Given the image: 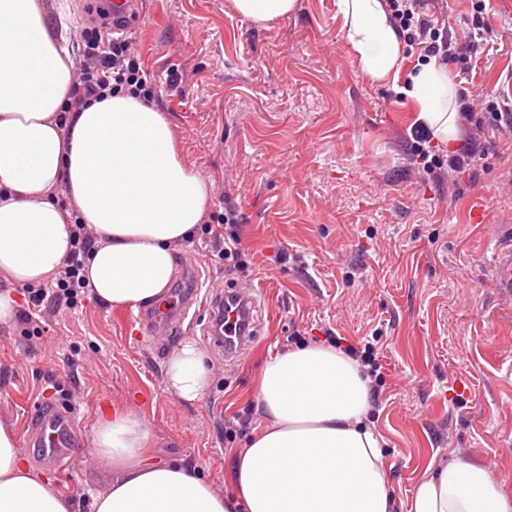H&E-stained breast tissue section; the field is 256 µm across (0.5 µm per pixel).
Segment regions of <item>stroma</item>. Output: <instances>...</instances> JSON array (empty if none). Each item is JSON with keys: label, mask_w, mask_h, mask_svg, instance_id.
<instances>
[{"label": "stroma", "mask_w": 512, "mask_h": 512, "mask_svg": "<svg viewBox=\"0 0 512 512\" xmlns=\"http://www.w3.org/2000/svg\"><path fill=\"white\" fill-rule=\"evenodd\" d=\"M476 0H425V9L466 42ZM496 34L458 91L512 101V0H486ZM128 35L158 81L188 167L212 182L209 219L177 248L194 259L204 288L248 287L260 300V336L234 362L207 340L203 316L162 351L142 338L130 311L85 297L78 307L0 324V419L26 433L35 401L75 412L91 439L100 413L135 409L154 456L193 466L217 490L231 486V455L247 434L226 436L241 415L264 425L255 378L271 357L340 338L371 347L380 365L371 411L385 440L397 512L430 462L475 459L512 497V299L498 288L494 245L512 234V135L493 133L476 167L444 180L427 176L411 131V75L427 65L404 50L396 81H367L343 40L336 0H299L290 16L259 26L231 0H141ZM253 253L248 274L230 269L213 245L225 199ZM484 213L476 221V213ZM285 254L275 262L276 254ZM194 341L212 373L201 402L185 405L165 388V368ZM34 472L53 477L74 512H92L110 468L76 460L46 465L19 441Z\"/></svg>", "instance_id": "35a3bbf8"}]
</instances>
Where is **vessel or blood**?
<instances>
[{"label":"vessel or blood","mask_w":512,"mask_h":512,"mask_svg":"<svg viewBox=\"0 0 512 512\" xmlns=\"http://www.w3.org/2000/svg\"><path fill=\"white\" fill-rule=\"evenodd\" d=\"M493 268L498 288L512 299V241L496 247L492 255ZM257 299L251 295H241L234 290L226 291L223 297L211 299L186 300L182 306L158 304L139 312L138 320L147 335L180 332L190 310L197 309L215 315L223 312L228 317L234 332L216 335L211 339L214 348L224 350L226 354H235L238 349L254 339L257 326L253 321V310L257 308ZM32 443L40 448L43 456L54 466L65 467L72 463V447L78 446L81 439L70 413L44 403L35 408V424L32 429Z\"/></svg>","instance_id":"b4317fda"}]
</instances>
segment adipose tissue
Segmentation results:
<instances>
[{
  "label": "adipose tissue",
  "mask_w": 512,
  "mask_h": 512,
  "mask_svg": "<svg viewBox=\"0 0 512 512\" xmlns=\"http://www.w3.org/2000/svg\"><path fill=\"white\" fill-rule=\"evenodd\" d=\"M340 30L361 74L397 75L404 42L385 0H336ZM71 0H0V279L54 278L71 253L70 228L96 236L83 265L87 286L115 310L158 300L175 248L200 224L211 183L186 166L173 127L154 104L118 91L66 112L75 79ZM417 122L454 151L462 147L456 86L432 63L411 76ZM211 379L196 343L166 366L167 392L202 400ZM265 424L233 454L231 493L183 463L146 460L153 437L133 410L98 417L91 446L115 473L94 512H395L383 437L369 425L371 380L330 345L270 358L257 377ZM0 422V512H73L54 479L35 474ZM408 512H512L488 468L451 459L426 469Z\"/></svg>",
  "instance_id": "obj_1"
}]
</instances>
